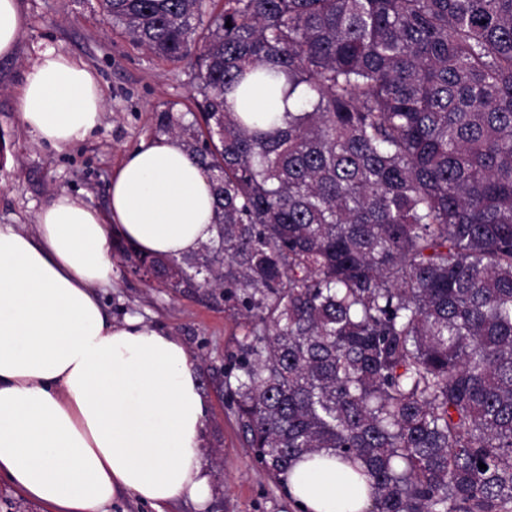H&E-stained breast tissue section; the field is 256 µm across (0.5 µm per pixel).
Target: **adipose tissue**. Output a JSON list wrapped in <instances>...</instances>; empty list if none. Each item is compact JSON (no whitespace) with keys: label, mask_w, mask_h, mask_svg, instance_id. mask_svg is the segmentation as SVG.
I'll return each mask as SVG.
<instances>
[{"label":"adipose tissue","mask_w":512,"mask_h":512,"mask_svg":"<svg viewBox=\"0 0 512 512\" xmlns=\"http://www.w3.org/2000/svg\"><path fill=\"white\" fill-rule=\"evenodd\" d=\"M94 75L49 49L28 68L22 125L55 149L101 119ZM106 210L56 192L32 229L0 225V478L52 512H107L129 494L163 512L206 507L209 405L175 336L136 315L113 321L99 291L124 242L181 257L215 235L214 197L174 137L140 144L113 173ZM298 512H368L365 480L332 450L285 477Z\"/></svg>","instance_id":"obj_1"}]
</instances>
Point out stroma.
Here are the masks:
<instances>
[{"mask_svg": "<svg viewBox=\"0 0 512 512\" xmlns=\"http://www.w3.org/2000/svg\"><path fill=\"white\" fill-rule=\"evenodd\" d=\"M25 18L14 56L0 57V224L30 227L56 190L105 209L113 171L126 152L165 136L160 113L188 112L194 93L189 64H171L114 30L98 0H19ZM53 47L96 77L104 105L99 125L83 141L58 151L18 119V90L40 51ZM103 296L114 321L137 315L163 327L189 349L210 406L205 459L211 471L206 512H297L249 448L224 393L227 356L242 329L223 299L172 295L127 274Z\"/></svg>", "mask_w": 512, "mask_h": 512, "instance_id": "obj_1", "label": "stroma"}]
</instances>
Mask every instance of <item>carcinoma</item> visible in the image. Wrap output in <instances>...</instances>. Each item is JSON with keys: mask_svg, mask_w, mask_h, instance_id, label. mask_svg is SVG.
Returning a JSON list of instances; mask_svg holds the SVG:
<instances>
[{"mask_svg": "<svg viewBox=\"0 0 512 512\" xmlns=\"http://www.w3.org/2000/svg\"><path fill=\"white\" fill-rule=\"evenodd\" d=\"M100 6L193 68L192 122L160 124L216 236L123 255L233 302L224 387L269 476L331 448L365 467L369 512H512V0ZM256 84L292 108L228 106Z\"/></svg>", "mask_w": 512, "mask_h": 512, "instance_id": "cac0c4a2", "label": "carcinoma"}]
</instances>
